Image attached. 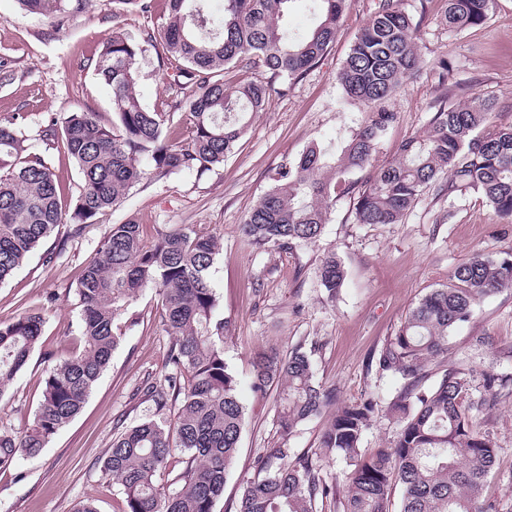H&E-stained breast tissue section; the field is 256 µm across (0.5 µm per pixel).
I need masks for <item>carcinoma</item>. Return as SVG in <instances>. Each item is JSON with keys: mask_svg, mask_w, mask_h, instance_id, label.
Here are the masks:
<instances>
[{"mask_svg": "<svg viewBox=\"0 0 512 512\" xmlns=\"http://www.w3.org/2000/svg\"><path fill=\"white\" fill-rule=\"evenodd\" d=\"M113 0L158 16L157 28L131 37L112 13L111 35L93 56L98 79L112 92V117L87 107L63 121L45 117L36 137L73 161L83 190L71 214L62 209V185L50 160L31 151L26 117L0 122V283L10 278L64 221L81 225L120 205L147 180L182 171H205L224 162L245 135L252 116L265 109L274 87L256 76H299L325 54L341 27L348 0H310L317 24L294 32L284 23L293 0ZM22 8L66 30L86 0H18ZM494 0H448L450 32L482 26ZM419 26L397 0H377L339 72L344 97L365 109L364 118L336 152L313 145L247 212L242 225L257 250L286 252L322 236L336 193L353 199L359 224H400L429 188L451 195L480 192L496 216L512 223V124L497 125L496 96L478 93L463 105L441 107L427 134L401 142L391 162L368 179L352 174L372 167L379 144L397 120L390 105L403 79L422 64ZM153 48L165 71L167 95L146 107L137 93L136 61ZM188 105L187 117L174 115ZM220 240L207 227H158L144 242L141 224L112 225L77 282L81 304L79 345L48 370L41 402L23 432L0 429V468L35 455L84 407L120 345L119 318L144 291L162 294L163 331L170 338L171 373L140 393L155 414L118 433L105 472L124 497L126 512H215L245 426L238 379L224 361L228 325L215 317L219 297L212 269ZM345 272L325 253L320 282L336 298ZM512 288V260L480 254L459 264L450 283L425 294L372 360L378 371L400 376L399 395L387 407L372 396L337 408L318 446L319 456L343 458L351 471L342 500L309 456L296 455L287 439L304 421L335 404V390L315 381L309 354L268 345L253 358L254 389L280 388L275 416L282 442L253 461L235 512H392V490L401 489L399 512H494L483 500L498 448L462 409L468 381L445 368L425 385L427 364L448 353V336L467 321L476 302ZM44 318L24 313L0 323V398L39 343ZM401 423L389 445L367 454L364 433L380 412ZM182 467L171 481L174 452Z\"/></svg>", "mask_w": 512, "mask_h": 512, "instance_id": "carcinoma-1", "label": "carcinoma"}]
</instances>
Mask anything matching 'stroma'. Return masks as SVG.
Masks as SVG:
<instances>
[{
    "mask_svg": "<svg viewBox=\"0 0 512 512\" xmlns=\"http://www.w3.org/2000/svg\"><path fill=\"white\" fill-rule=\"evenodd\" d=\"M376 3L351 0L319 63L302 77L275 79L265 110L254 115L222 164L141 183L121 206L84 224L81 235H73L72 224L59 225L44 247L0 283V322L24 312L45 318L27 365L0 397V428L22 431L31 424L50 354L64 351L77 334L80 272L110 226L130 216L148 239L159 224L207 226L222 237L212 273L220 298L215 316L230 324L224 360L237 375L247 426L215 512H234L244 482L254 475V458L280 440L273 421L276 392L262 398L252 388L251 357L258 347L273 344L284 352L304 347L316 380L335 388L337 402L373 394L385 405L397 396L400 378L371 367L373 353L422 296L447 284L458 264L476 254L512 256V224L501 223L476 191L441 196L430 189L401 224L357 223L352 199L338 196L320 241L286 252L256 251L241 231L246 212L274 184L283 164L296 162L316 143L340 148L360 125L364 109L344 100L338 73ZM401 6L421 22L424 66L403 81L391 101L398 120L380 144L377 163L390 161L404 139L423 135L439 107L476 93L497 95L503 106L499 122L512 123V0H495L486 24L460 33L444 23L446 0H401ZM112 10V0H87L65 33L54 36L48 20L28 13L17 0H0V58L13 69L12 79L0 83V118L27 113L35 130L50 113L61 119L83 106L111 113V92L88 61L112 32ZM443 60L452 66L444 81L439 78ZM137 70L140 98L154 106L166 93L155 53L139 56ZM51 248L57 255L48 264L44 258ZM327 248L346 271L332 300L318 277ZM161 308L162 297L154 290L130 304L129 313L139 315L140 323L127 329L82 412L38 455L0 469V512H72L86 497L94 498L98 512H122L104 461L114 433L155 411L135 391L169 372ZM445 366L465 373L464 402L471 405L476 426L499 448L483 495L497 512H512V288L486 296L473 317L451 331L448 355L428 365V382H435ZM489 375L503 381L491 395L484 388Z\"/></svg>",
    "mask_w": 512,
    "mask_h": 512,
    "instance_id": "stroma-1",
    "label": "stroma"
}]
</instances>
